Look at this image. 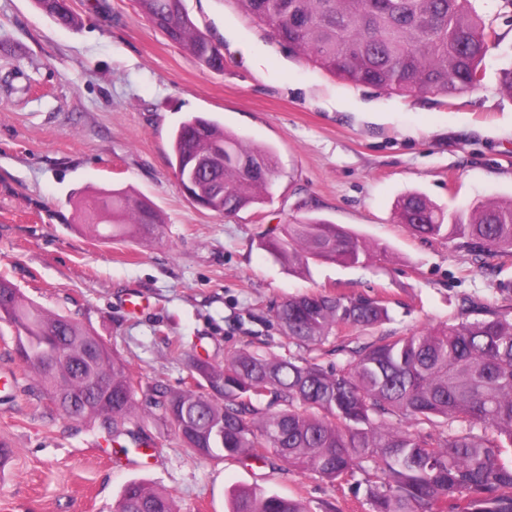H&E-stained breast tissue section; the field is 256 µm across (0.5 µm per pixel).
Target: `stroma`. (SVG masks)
I'll list each match as a JSON object with an SVG mask.
<instances>
[{
	"label": "stroma",
	"mask_w": 512,
	"mask_h": 512,
	"mask_svg": "<svg viewBox=\"0 0 512 512\" xmlns=\"http://www.w3.org/2000/svg\"><path fill=\"white\" fill-rule=\"evenodd\" d=\"M70 0L64 27L32 0H0V278L99 336L140 380L129 428L148 456L107 447L96 424L67 418L22 364L0 321V512H113L127 483L172 493L179 512H226L235 487L302 502L306 512H369L365 487L334 485L276 458L190 457L155 407L183 390L194 359L243 348L287 355L273 307L303 293L385 301L389 321L341 340L422 332L455 322L465 302L512 315V257L483 261L445 237L413 235L395 218L418 192L448 210L512 199V63L504 0H477L503 39L481 89L454 98L398 96L347 84L291 55L236 0H185L224 55L206 69L137 11L134 0ZM190 114L276 152L263 205L231 215L198 207L170 163L173 129ZM129 190L164 224L140 242L93 240L69 201L85 189ZM317 217L357 234L367 266L288 265L263 248L283 225ZM148 307L129 313L130 292Z\"/></svg>",
	"instance_id": "1"
}]
</instances>
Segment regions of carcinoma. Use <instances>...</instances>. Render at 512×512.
I'll use <instances>...</instances> for the list:
<instances>
[{"instance_id": "cac0c4a2", "label": "carcinoma", "mask_w": 512, "mask_h": 512, "mask_svg": "<svg viewBox=\"0 0 512 512\" xmlns=\"http://www.w3.org/2000/svg\"><path fill=\"white\" fill-rule=\"evenodd\" d=\"M258 25L296 56L353 85L397 95L456 97L477 89L494 21L476 0H237ZM64 26L77 18L55 0H34ZM139 11L200 65L224 69V56L190 18L184 0H136ZM171 165L194 171L190 187L205 209L236 213L264 202L276 175L274 151L246 148L219 122L186 116L171 134ZM254 174L245 175L241 161ZM413 233L445 236L479 257L512 254V200L481 202L448 214L413 193L397 205ZM89 229L104 241L159 235L163 219L128 192L102 194ZM290 262L343 260L367 264L358 237L323 220L286 224L265 243ZM288 342L307 355L270 357L238 350L222 364L194 361L193 384L159 393L163 409L191 456L276 457L332 483L364 476L370 512H512V318L475 303L458 322L427 333L374 336L328 351L346 328L388 318L378 300L302 294L276 308ZM0 319L17 334L21 362L66 416L99 421L108 445L131 436L138 378L119 355L71 319L48 312L0 279ZM63 355L47 363L49 348ZM112 390H97L92 378ZM115 512H177L169 493L139 481L124 488ZM228 512H305L292 498L256 488L233 490Z\"/></svg>"}]
</instances>
